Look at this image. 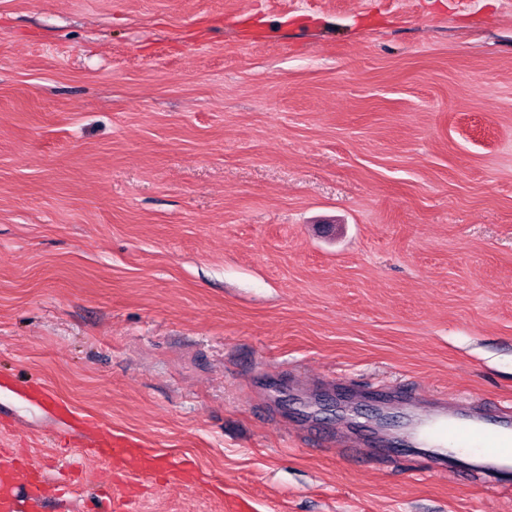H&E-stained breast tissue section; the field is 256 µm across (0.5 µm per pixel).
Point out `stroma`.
Segmentation results:
<instances>
[{"label":"stroma","instance_id":"1","mask_svg":"<svg viewBox=\"0 0 512 512\" xmlns=\"http://www.w3.org/2000/svg\"><path fill=\"white\" fill-rule=\"evenodd\" d=\"M512 407V0H0V448L195 465L140 512H512L343 460L322 378ZM98 443L84 446L80 454L81 467L87 460H96L106 464L112 470V464L121 470L125 481H134L141 477H149L159 472L168 477L170 484H183V474L189 465L175 467L170 460L157 451L140 452L138 445L129 437L119 433H100L96 437Z\"/></svg>","mask_w":512,"mask_h":512}]
</instances>
